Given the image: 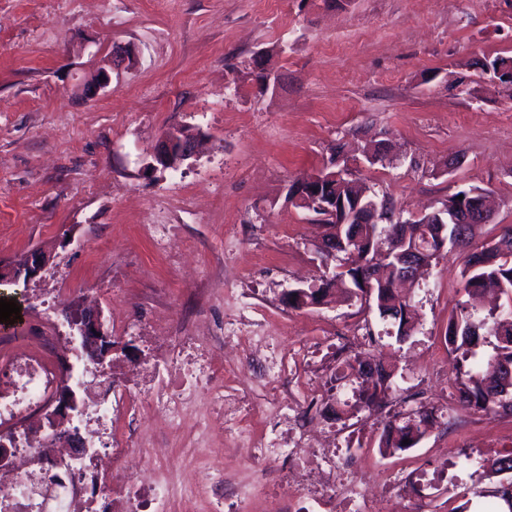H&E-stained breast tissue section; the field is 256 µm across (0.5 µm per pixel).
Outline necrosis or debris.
<instances>
[{"mask_svg":"<svg viewBox=\"0 0 512 512\" xmlns=\"http://www.w3.org/2000/svg\"><path fill=\"white\" fill-rule=\"evenodd\" d=\"M241 336L225 337L215 343L212 336L193 334L173 341L169 336H150L146 343L148 360L132 367L116 366L113 377L125 380L127 403L133 413L153 415L162 427L179 428L199 395H207L210 410L196 420L198 430L225 427L229 437L242 434L246 413L226 414L224 362L221 354L244 341ZM248 341L253 362L259 363L261 382L274 385L281 361L263 336ZM7 349L0 360V426H7L12 441L7 450L10 467L0 470V512H85V482L93 480L102 495L111 497L114 512H164L169 499V472L140 474L127 471L125 462L133 454L136 440L130 429L118 421L120 409L111 395H97L94 385L105 377L91 356H84L76 387L83 393V416L74 419L88 454L79 449L56 446L52 431L43 424L53 399L67 380L68 365L75 345L62 331L49 329L44 320L35 321L24 344L0 336ZM306 449L307 461L301 473L285 481L268 473L266 482L274 489L288 490L290 497L326 502L335 506L354 500L352 492L338 488L323 468L335 456L334 445L317 440L304 444L300 434L282 429L265 444H253L248 457L286 449Z\"/></svg>","mask_w":512,"mask_h":512,"instance_id":"1","label":"necrosis or debris"}]
</instances>
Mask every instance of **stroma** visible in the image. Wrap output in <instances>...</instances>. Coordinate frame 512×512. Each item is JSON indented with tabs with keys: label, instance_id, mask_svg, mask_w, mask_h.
<instances>
[{
	"label": "stroma",
	"instance_id": "35a3bbf8",
	"mask_svg": "<svg viewBox=\"0 0 512 512\" xmlns=\"http://www.w3.org/2000/svg\"><path fill=\"white\" fill-rule=\"evenodd\" d=\"M132 60L110 67L114 46ZM277 77L263 91L253 60ZM512 57V0H0V258L34 249L49 256L41 277L19 286L97 288L116 336L136 337L147 305L158 332L186 335L207 317L215 330L245 323L270 336L313 390L340 457L361 459L346 481L376 490L377 512H483L485 459L512 449V418L461 407L455 359L444 335L462 297L466 251L445 249L416 285L418 323L397 341L360 301L294 309L284 289L318 284L314 214L286 201L289 184L315 173L342 148L354 176L407 211H434L479 186L493 193V223L476 242L512 225V85L482 62ZM109 67L106 94L80 86ZM185 128L197 153L179 169L155 165L162 135ZM389 141L393 159L364 163L360 147ZM451 154L465 162L449 174ZM419 167H410V159ZM374 356L392 366L385 409L354 412L343 361ZM225 394L250 412L246 436L270 434L273 395L240 370ZM427 404L437 422L414 448L382 455L389 414ZM165 466L224 475L220 512H268L258 491L287 459L246 461L214 429L192 424L167 436Z\"/></svg>",
	"mask_w": 512,
	"mask_h": 512
}]
</instances>
